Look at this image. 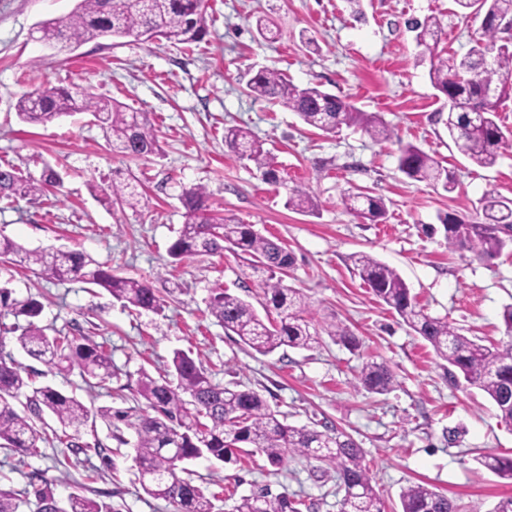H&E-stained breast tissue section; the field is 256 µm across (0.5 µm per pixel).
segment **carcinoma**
Instances as JSON below:
<instances>
[{"instance_id": "carcinoma-1", "label": "carcinoma", "mask_w": 512, "mask_h": 512, "mask_svg": "<svg viewBox=\"0 0 512 512\" xmlns=\"http://www.w3.org/2000/svg\"><path fill=\"white\" fill-rule=\"evenodd\" d=\"M452 14L460 18L484 14L481 33L471 46L452 61L440 50L444 28L433 15L410 24L422 59L429 60L432 85L448 99V137L464 156L479 167H492L501 151L512 147V131L497 122L502 101L512 95V41L502 37L500 23L512 18V0H452ZM44 38L63 50L103 37H134L147 41L161 36L186 48L201 42L208 33L207 0H78L74 11L64 18L42 22ZM256 100L279 103L298 114L304 124L324 134L342 127H355L375 141H388L393 127L377 113L363 112L354 104L328 93L317 85L297 86L274 70L259 69L248 83ZM89 112L105 125L112 153L145 159L158 153L153 124L145 112L126 107L87 91L52 87L25 94L17 102L19 118L30 124L47 125L75 112ZM224 143L237 157L252 162L264 180L282 184L275 157L246 127L224 129ZM399 170L417 182L440 185L450 191L456 185L453 171L421 148L407 144L400 149ZM61 187L52 168L40 176L23 174L13 165L0 166V198L28 197L34 201ZM112 195L122 206L135 208L141 194L133 182L112 183ZM344 203L356 217L376 224L387 213L384 198L363 192L344 195ZM185 223L169 248L176 261L192 255L209 256L224 251V245L256 271L262 280L265 313H278L279 320L264 321L248 301L224 290L210 297L207 311L224 330L259 354L268 355L281 347L312 350L322 343L321 333L353 345L355 337L336 322L319 329L310 316V305L298 290L282 283L277 274L292 264V255L281 244L213 210L202 186L187 190L182 198ZM287 206L313 214L318 209L310 191L288 189ZM482 220L464 221L447 213L439 217L448 247L466 249L483 261H491L506 245L500 233L512 230V201L488 193L481 201ZM16 262L45 278L96 285L126 307L158 312L162 302L154 288L143 280L123 277L102 268L90 256L76 251L47 252L26 249L8 237L0 238V264ZM354 269L373 294L390 306L413 332L427 341L439 358L450 366L453 380L463 377L466 386L484 392L498 416L512 422V305L504 308L502 320L509 340L486 346L459 332L446 318L432 317L418 306L400 274L373 256L361 252L351 257ZM41 303L28 297L17 300L11 289L0 286V315L16 323L10 332L28 355L58 371L79 368L87 380L100 383L112 378V355L104 344L82 334L51 336L38 324ZM172 368L178 378L173 386L166 376L141 372L136 388V406H99L90 410L80 399L49 385L30 387L29 373L10 357L0 356V448L20 455L38 453L39 444L58 442L86 456L107 460L99 444L76 442L80 428L89 419L100 418L114 426L121 422L133 430V440L116 435L120 445L135 448L139 483L145 494L163 500L175 512H214V504L191 477H183L185 461L212 457L223 463L237 461V452L255 448L273 467L288 458L301 456L333 471L344 489L340 512H385L373 485L362 448L346 433L333 427L324 430L290 427L282 423L268 401L252 389H230L213 382L202 364L177 351ZM357 384L368 392L392 390L395 376L384 363L366 361ZM23 407H18L20 398ZM50 413L74 433L49 438L37 427ZM473 461L512 481V457L480 452ZM36 500L37 512H51L57 506L47 483L29 481L19 492L0 488V512H20L27 496ZM399 512H459L448 496L426 484H411L400 495ZM302 502L288 493L273 494L266 488L240 498L235 512H300ZM63 512H112V506L81 494H72Z\"/></svg>"}]
</instances>
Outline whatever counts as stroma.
Listing matches in <instances>:
<instances>
[{
    "label": "stroma",
    "instance_id": "1",
    "mask_svg": "<svg viewBox=\"0 0 512 512\" xmlns=\"http://www.w3.org/2000/svg\"><path fill=\"white\" fill-rule=\"evenodd\" d=\"M77 0H0V165L31 174L52 166L63 177L59 193L29 201H0V234L29 249L80 250L114 273L147 281L164 309L135 311L102 288L82 282L38 279L23 267L0 266V281L15 297L43 304L39 325L49 333L93 336L112 354V377L88 387L78 370L58 372L21 349L0 318V352L49 385L92 407L134 406L141 373L158 375L184 351L202 361L213 382L261 393L291 426H332L363 449L386 512H396L403 488L427 483L461 505L490 512L512 483L478 467L475 451L512 454V423L474 389L455 384L433 348L403 324L355 275L350 257L366 252L406 282L419 306L448 319L469 337L505 340L502 311L512 304V246L492 261L450 250L438 217L472 219L487 192L512 199V152L481 168L448 137V103L430 83L408 27L428 15L440 19L449 56L461 57L479 28L477 18L451 15L452 0H208L204 40L187 51L165 39L100 38L61 51L43 40L40 22L68 15ZM267 20L276 40L260 36ZM315 38L308 51L302 36ZM261 68L288 75L381 115L395 127L377 142L360 129L326 135L287 108L254 100L247 82ZM92 87L99 96L148 112L160 151L149 159L113 157L104 131L87 112L47 126L19 121L16 104L44 86ZM250 128L275 156L286 186L267 183L247 160L224 144L225 127ZM414 144L456 174L453 192L407 178L399 149ZM135 175L147 205L119 207L109 187L113 174ZM205 186L213 208L280 241L294 256L284 285L310 299L315 321L336 320L359 341L351 350L331 337L320 347H288L269 355L249 349L207 313L216 288L260 306L261 276L232 251L168 264V248L184 223L183 191ZM302 185L317 199L316 214L286 205L287 186ZM383 196L387 215L363 222L343 204L347 190ZM386 363L396 384L384 394L356 388L363 362ZM84 443L111 449L113 468L63 444H41L25 457L0 449V486L24 488L39 475L59 500L70 494L110 504L114 512H170L146 495L137 479L135 451L118 446L102 422L84 427ZM195 482L215 496V512H234L242 496L260 488L288 492L307 512H339L344 495L335 475L315 461L288 460L281 469L265 456L236 463L188 462Z\"/></svg>",
    "mask_w": 512,
    "mask_h": 512
}]
</instances>
